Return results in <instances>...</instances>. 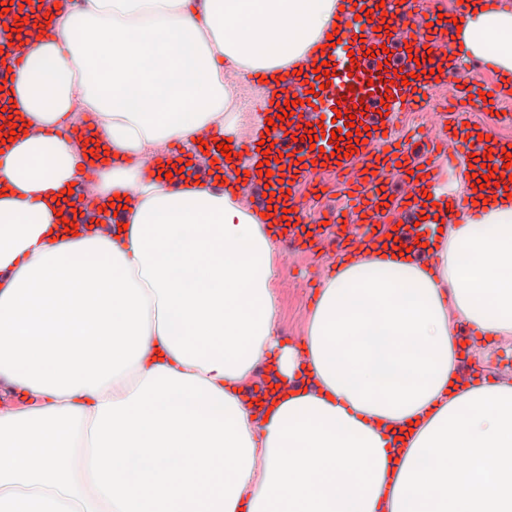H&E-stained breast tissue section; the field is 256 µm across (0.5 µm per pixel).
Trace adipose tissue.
<instances>
[{
  "instance_id": "1",
  "label": "adipose tissue",
  "mask_w": 512,
  "mask_h": 512,
  "mask_svg": "<svg viewBox=\"0 0 512 512\" xmlns=\"http://www.w3.org/2000/svg\"><path fill=\"white\" fill-rule=\"evenodd\" d=\"M338 0H85L23 43L9 94L33 134L0 153V512H512V381L459 386V325L512 337V198L407 253L360 242L301 347L275 338L272 215L143 161L244 133L237 79L334 59ZM450 39L512 82V8L468 0ZM112 60L108 83L91 78ZM93 113L136 198L125 230L66 232L80 176L59 134ZM435 258L417 263L413 250ZM279 382L258 403V365ZM309 388H300V381Z\"/></svg>"
}]
</instances>
